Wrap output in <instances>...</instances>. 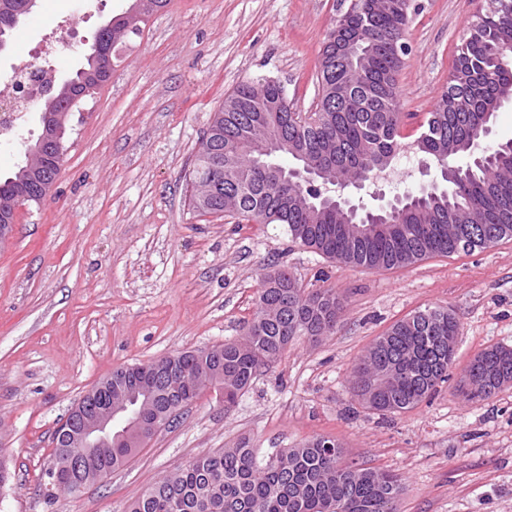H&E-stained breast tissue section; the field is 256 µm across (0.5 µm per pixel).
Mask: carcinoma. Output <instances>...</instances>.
Instances as JSON below:
<instances>
[{"label":"carcinoma","mask_w":512,"mask_h":512,"mask_svg":"<svg viewBox=\"0 0 512 512\" xmlns=\"http://www.w3.org/2000/svg\"><path fill=\"white\" fill-rule=\"evenodd\" d=\"M409 0H349L346 11L327 33L317 82L321 93L313 112H302L283 87L267 81L261 89L239 85L224 100L222 118L211 126L206 148L197 152L193 180H209L224 164V186L210 208L199 215H224L227 204L242 221L282 224L292 240L325 257L352 266L393 270L435 257L471 253L512 240V141L497 145L481 165L461 172L454 192L435 182L418 197L384 213L388 223L373 234L353 238L356 224H368L367 211L356 217L322 202L296 184L288 195L271 185L254 154L238 150L253 139L257 126L278 111L282 135L321 161L327 183L350 187L388 166L400 145L403 121L397 76L403 66ZM362 29L365 39L351 58L336 53V36L345 26ZM126 34L99 30L94 41L117 52ZM512 90V0H491L469 25L453 64L448 85L428 113L417 149L435 164L453 163L461 146L483 139V115L495 112ZM494 181L490 199L485 185ZM293 276L281 271L277 283L261 281L252 322L239 340L217 346L207 367L194 351H180L181 374L189 380L163 382L155 363L140 364L138 384L154 398L149 421H178L171 415L181 402L193 405L200 394L194 380L223 387L224 410L233 408L263 370L277 362L298 336L319 341L336 331L342 300L333 288L308 291L291 287ZM460 324L452 311L428 306L393 324L377 337L355 364L351 383L362 405L382 416L406 413L448 381L456 351L448 342ZM512 383V348L490 346L462 369L456 391L465 401H480ZM151 438L137 445L117 444L94 456L93 470L106 477L125 465ZM46 496L55 487L80 483L82 473L65 466L43 473ZM402 479L377 467L349 464L343 445L313 437L291 448L258 454L242 439L204 453L156 482L129 512H399Z\"/></svg>","instance_id":"obj_1"}]
</instances>
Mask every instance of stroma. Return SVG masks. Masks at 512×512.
I'll list each match as a JSON object with an SVG mask.
<instances>
[{
	"label": "stroma",
	"mask_w": 512,
	"mask_h": 512,
	"mask_svg": "<svg viewBox=\"0 0 512 512\" xmlns=\"http://www.w3.org/2000/svg\"><path fill=\"white\" fill-rule=\"evenodd\" d=\"M130 0H37L0 52V80L32 59L62 21L55 71L79 65L88 41ZM489 0H410L398 75L401 134L414 141L442 95L457 48ZM345 0H178L119 45L110 80L82 99L61 172L19 212L0 248V458L11 480L0 512H127L192 458L247 438L259 453L322 435L349 462L403 479L400 512H512V384L467 402L461 369L493 345L512 347V241L390 271L337 263L291 242L280 224L195 212L198 143L242 83L278 81L314 109L321 50ZM288 270L307 289H336L335 334L298 338L236 407L201 396L105 482L44 497L40 475L68 409L116 368L244 335L264 274ZM460 323L448 383L384 418L350 384L376 336L428 306Z\"/></svg>",
	"instance_id": "1"
}]
</instances>
